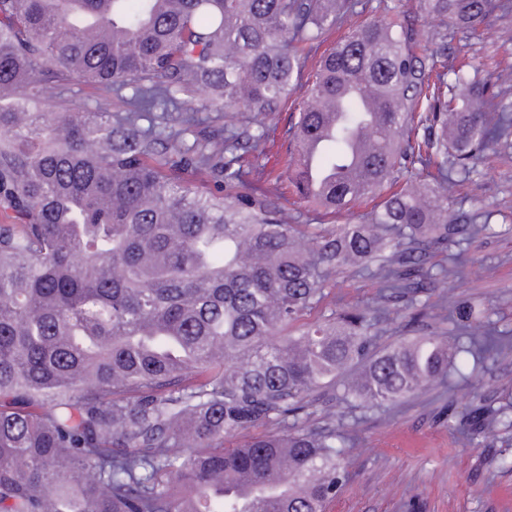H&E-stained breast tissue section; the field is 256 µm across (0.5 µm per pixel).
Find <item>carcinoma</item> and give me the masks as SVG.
<instances>
[{
	"instance_id": "cac0c4a2",
	"label": "carcinoma",
	"mask_w": 512,
	"mask_h": 512,
	"mask_svg": "<svg viewBox=\"0 0 512 512\" xmlns=\"http://www.w3.org/2000/svg\"><path fill=\"white\" fill-rule=\"evenodd\" d=\"M418 4L472 34L512 12ZM354 9L0 0V512H324L347 479L337 402L395 407L502 347L451 291L462 335L379 344L383 314L447 278L430 250L486 228L449 204L512 135V90L491 112L477 72L448 78L445 35L375 18L308 78L288 176L332 216L370 202L360 223H288L251 162L269 134L239 113L280 111ZM77 81L109 93L97 111ZM195 87L204 114L180 98ZM311 137L317 181L296 159ZM347 272L377 279L374 307L308 319ZM507 415L473 401L462 429Z\"/></svg>"
}]
</instances>
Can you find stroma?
<instances>
[{
    "instance_id": "1",
    "label": "stroma",
    "mask_w": 512,
    "mask_h": 512,
    "mask_svg": "<svg viewBox=\"0 0 512 512\" xmlns=\"http://www.w3.org/2000/svg\"><path fill=\"white\" fill-rule=\"evenodd\" d=\"M358 9L342 29L329 32L328 43L378 15L411 16L422 37L447 30L448 65L469 62L493 83L500 65L512 64V41L503 36L512 31V14L482 25L474 38L419 14L416 0H361ZM454 207L489 213L490 222L475 237L434 252L433 264L445 266L448 277L421 299L424 330L455 335L441 300L450 288L479 305L487 325L512 337V144L488 149L475 161ZM375 293L368 277L337 275L320 312L372 308ZM472 396L496 406L512 401V345L477 366L467 390L435 386L395 408L337 405L352 441L344 455L346 484L326 512H505L502 497L512 493V426L498 423L467 437L442 415L447 405L463 414Z\"/></svg>"
}]
</instances>
